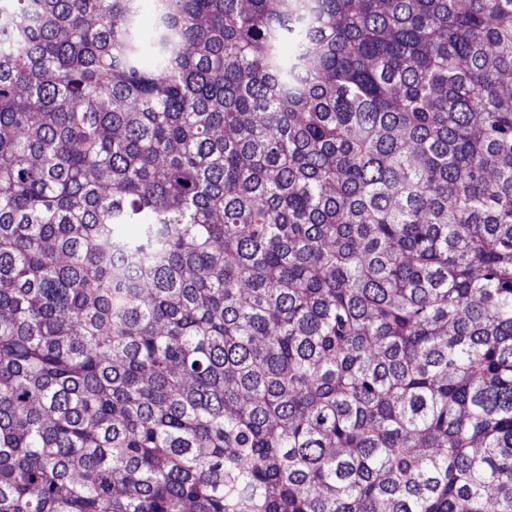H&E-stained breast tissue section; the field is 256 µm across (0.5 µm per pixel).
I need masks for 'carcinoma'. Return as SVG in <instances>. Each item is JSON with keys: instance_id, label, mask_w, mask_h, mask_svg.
Returning <instances> with one entry per match:
<instances>
[{"instance_id": "1", "label": "carcinoma", "mask_w": 512, "mask_h": 512, "mask_svg": "<svg viewBox=\"0 0 512 512\" xmlns=\"http://www.w3.org/2000/svg\"><path fill=\"white\" fill-rule=\"evenodd\" d=\"M136 2L0 0V512H512V0Z\"/></svg>"}]
</instances>
